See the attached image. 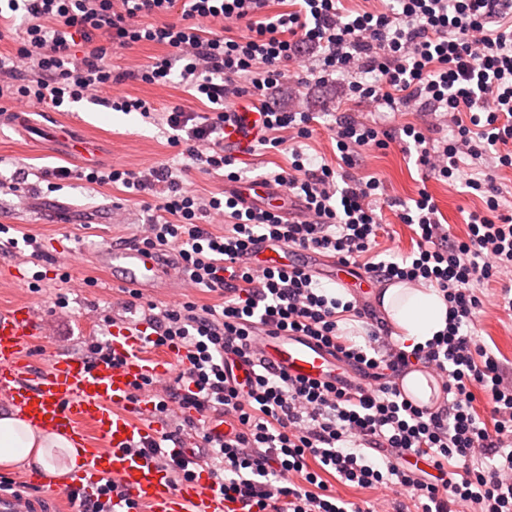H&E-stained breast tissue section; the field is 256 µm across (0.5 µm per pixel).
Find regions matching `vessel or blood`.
I'll use <instances>...</instances> for the list:
<instances>
[{
	"label": "vessel or blood",
	"mask_w": 512,
	"mask_h": 512,
	"mask_svg": "<svg viewBox=\"0 0 512 512\" xmlns=\"http://www.w3.org/2000/svg\"><path fill=\"white\" fill-rule=\"evenodd\" d=\"M255 118L249 112L243 126L224 128L225 141L237 155H246L260 136ZM293 259L287 248L267 245L255 255L256 262L266 267H285ZM99 263L116 271L125 287L142 292L166 288L175 280L171 263L137 247L103 249ZM47 329L29 304L0 310V405H8L34 425L65 431L83 448L84 469L62 485V492L91 498L105 479L125 493L124 498H113L112 512H129L131 500L145 505L148 512H242L240 503L215 495L207 471H197L194 479L176 485L150 458L134 453V446L150 442L151 437L128 411L130 397L139 394L140 412L151 415L162 383L172 375L168 358L140 353L145 324L131 326L125 318H116L112 360L92 362L55 353L43 364L31 366L23 358L24 348ZM254 363L312 381L335 383L351 376L328 348L303 336L262 337L251 363L235 362L238 383H245Z\"/></svg>",
	"instance_id": "vessel-or-blood-1"
}]
</instances>
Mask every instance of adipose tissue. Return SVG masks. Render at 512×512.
I'll list each match as a JSON object with an SVG mask.
<instances>
[{"label": "adipose tissue", "mask_w": 512, "mask_h": 512, "mask_svg": "<svg viewBox=\"0 0 512 512\" xmlns=\"http://www.w3.org/2000/svg\"><path fill=\"white\" fill-rule=\"evenodd\" d=\"M379 304L398 339L410 347L425 344L446 326L448 306L431 287L394 283L382 291ZM83 455L62 433L33 426L14 412L0 413V467H35L54 483L79 469Z\"/></svg>", "instance_id": "1"}]
</instances>
